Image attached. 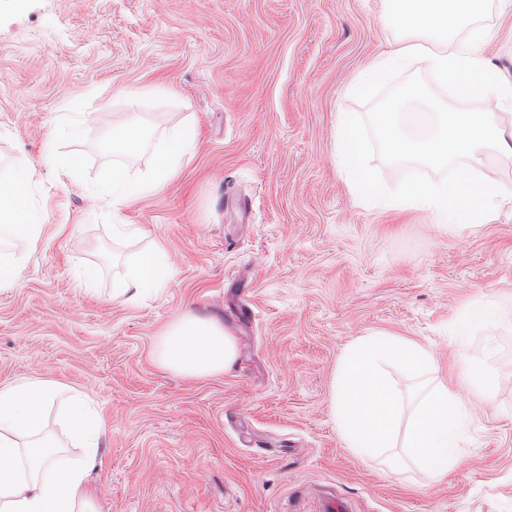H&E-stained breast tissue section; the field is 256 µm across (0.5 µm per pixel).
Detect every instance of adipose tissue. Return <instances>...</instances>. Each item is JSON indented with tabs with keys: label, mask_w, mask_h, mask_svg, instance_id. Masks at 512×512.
I'll return each mask as SVG.
<instances>
[{
	"label": "adipose tissue",
	"mask_w": 512,
	"mask_h": 512,
	"mask_svg": "<svg viewBox=\"0 0 512 512\" xmlns=\"http://www.w3.org/2000/svg\"><path fill=\"white\" fill-rule=\"evenodd\" d=\"M195 149L194 131L183 124L169 131L157 151L152 173L137 179L122 165L112 168V204L121 207L160 189ZM34 172L21 167L0 181V243L37 240L42 215L27 203ZM167 277L161 248L140 254L112 290L126 304L159 289ZM157 362L188 377H206L231 369L236 344L215 319L187 314L175 320L154 345ZM64 408L68 438L86 448L83 456L59 461L43 435L47 410ZM100 418L89 398L42 379L0 386V512H95L84 493L91 455L99 446Z\"/></svg>",
	"instance_id": "ef3b65f1"
}]
</instances>
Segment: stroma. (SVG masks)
I'll list each match as a JSON object with an SVG mask.
<instances>
[{
  "label": "stroma",
  "mask_w": 512,
  "mask_h": 512,
  "mask_svg": "<svg viewBox=\"0 0 512 512\" xmlns=\"http://www.w3.org/2000/svg\"><path fill=\"white\" fill-rule=\"evenodd\" d=\"M385 0H0V177L34 171L43 214L24 270L0 289V385L50 380L104 422L86 493L98 512H512V154L478 173L508 192L483 223L451 229L354 201L336 117L366 115L346 88L399 43ZM484 54L512 82V18L492 11ZM84 134L51 138L65 113ZM161 135L193 121L195 155L156 193L113 210V166L145 174L154 148L107 151L113 128ZM80 165L61 174L65 161ZM143 236L113 239L116 221ZM169 277L136 305L112 297L153 244ZM97 268L90 289L78 265ZM508 322L457 343L481 298ZM192 313L223 324L226 372L161 367L155 341ZM417 344L433 382L461 362L495 375L444 478L405 448L360 457L332 416L346 349L364 336Z\"/></svg>",
  "instance_id": "obj_1"
}]
</instances>
